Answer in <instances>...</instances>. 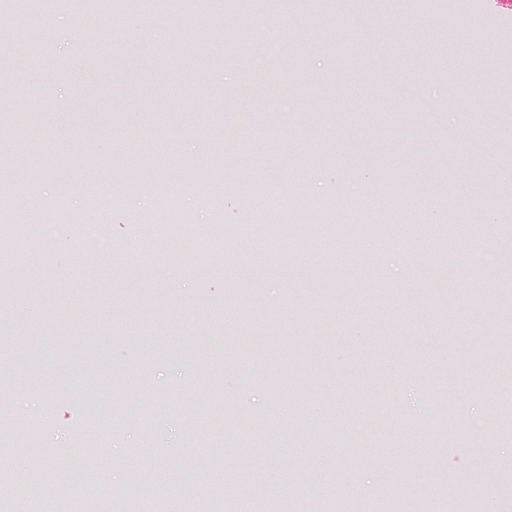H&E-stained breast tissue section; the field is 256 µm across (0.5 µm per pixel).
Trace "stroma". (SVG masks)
<instances>
[{"label":"stroma","instance_id":"35a3bbf8","mask_svg":"<svg viewBox=\"0 0 512 512\" xmlns=\"http://www.w3.org/2000/svg\"><path fill=\"white\" fill-rule=\"evenodd\" d=\"M118 3L97 0L92 31L66 5L0 16V71L21 80L0 96V213L50 227L32 276L0 269V418L40 425L0 457V512H52L77 485L135 501L148 468L179 478L153 512H189L197 476L234 470L227 447L271 419L280 453L255 469L281 482L228 493L224 512L271 496L291 512L312 491L350 512H445L452 496L512 512V0H188L126 8L116 32ZM353 16L379 30L376 54ZM356 169L370 183L341 189ZM459 182L456 204L443 188ZM337 206L356 231L345 260L315 239ZM164 207L178 233L141 224ZM220 398L217 431L190 430ZM94 419L100 466L81 439Z\"/></svg>","mask_w":512,"mask_h":512}]
</instances>
